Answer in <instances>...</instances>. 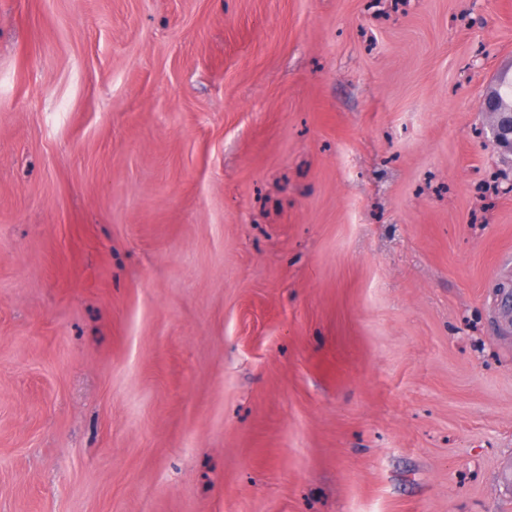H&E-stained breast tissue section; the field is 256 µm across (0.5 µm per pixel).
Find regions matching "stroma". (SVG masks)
Here are the masks:
<instances>
[{"label":"stroma","mask_w":512,"mask_h":512,"mask_svg":"<svg viewBox=\"0 0 512 512\" xmlns=\"http://www.w3.org/2000/svg\"><path fill=\"white\" fill-rule=\"evenodd\" d=\"M512 0H0V512H512ZM504 89H509L505 103L512 106V86L507 74L501 76ZM501 94V86L493 93L479 101L480 112H485L492 119L490 126L493 142L510 153L512 152V107L505 105Z\"/></svg>","instance_id":"1"}]
</instances>
